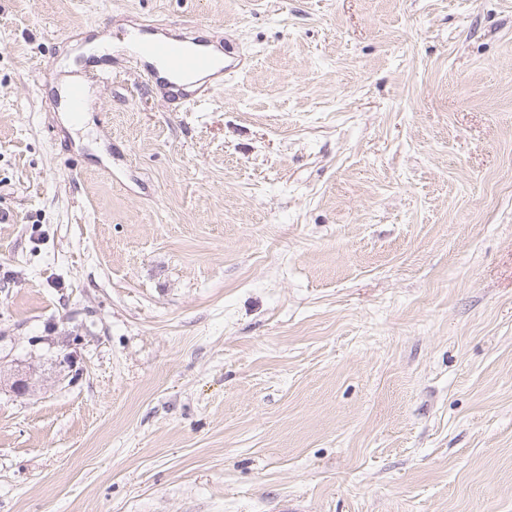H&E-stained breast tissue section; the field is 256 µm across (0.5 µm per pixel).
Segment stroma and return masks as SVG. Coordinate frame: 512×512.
Listing matches in <instances>:
<instances>
[{
    "mask_svg": "<svg viewBox=\"0 0 512 512\" xmlns=\"http://www.w3.org/2000/svg\"><path fill=\"white\" fill-rule=\"evenodd\" d=\"M0 369V512H512V0H0ZM153 29L142 25L135 33V43L142 59L145 56L165 65L173 79L208 74L215 69L217 59L207 49L169 38L143 39L144 34ZM63 102L66 110L76 116L93 109L95 101L90 92L89 81L83 77L71 78L65 86Z\"/></svg>",
    "mask_w": 512,
    "mask_h": 512,
    "instance_id": "1",
    "label": "stroma"
}]
</instances>
